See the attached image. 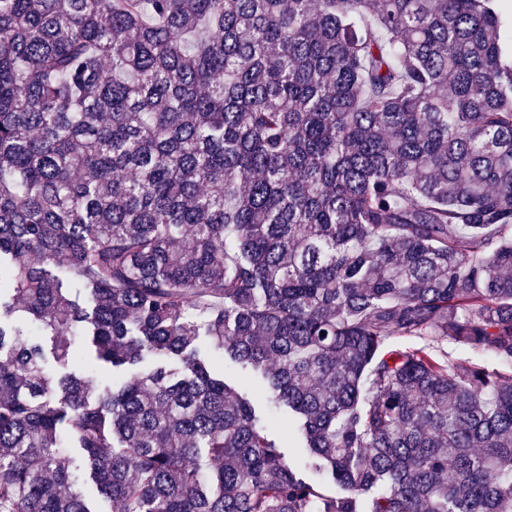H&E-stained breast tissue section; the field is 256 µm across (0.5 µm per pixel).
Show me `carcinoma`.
I'll list each match as a JSON object with an SVG mask.
<instances>
[{
    "mask_svg": "<svg viewBox=\"0 0 512 512\" xmlns=\"http://www.w3.org/2000/svg\"><path fill=\"white\" fill-rule=\"evenodd\" d=\"M66 448L111 512H512L497 0H0V512H94Z\"/></svg>",
    "mask_w": 512,
    "mask_h": 512,
    "instance_id": "carcinoma-1",
    "label": "carcinoma"
}]
</instances>
